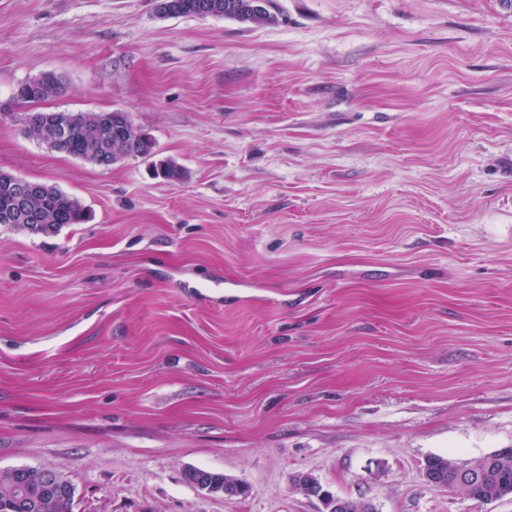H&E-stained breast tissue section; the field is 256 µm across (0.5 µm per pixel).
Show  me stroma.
Segmentation results:
<instances>
[{
  "mask_svg": "<svg viewBox=\"0 0 512 512\" xmlns=\"http://www.w3.org/2000/svg\"><path fill=\"white\" fill-rule=\"evenodd\" d=\"M0 0V170L89 220L0 224V468L74 512H512L426 483L512 449V5ZM51 75L37 105L16 86ZM129 113L183 180L24 133ZM195 467L243 497L189 484ZM163 17L230 18L241 23L268 26L277 23L274 0H163ZM260 3V4H258ZM213 4L212 7L208 5Z\"/></svg>",
  "mask_w": 512,
  "mask_h": 512,
  "instance_id": "stroma-1",
  "label": "stroma"
}]
</instances>
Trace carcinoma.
<instances>
[{
    "mask_svg": "<svg viewBox=\"0 0 512 512\" xmlns=\"http://www.w3.org/2000/svg\"><path fill=\"white\" fill-rule=\"evenodd\" d=\"M164 17L195 16L201 18H230L241 23L268 26L277 23L275 0H164ZM59 83L51 76L33 79L17 85L13 99L23 103H36L58 94ZM46 119L44 112H30L26 118L25 134L47 145L50 149L95 162V154L104 134L112 127L108 112H71L69 131L63 142H52L40 137V130ZM153 141L149 136L137 141L135 152L122 154L119 160L147 159L153 156ZM154 176L167 182L184 178V171L175 162L161 159L153 163ZM14 175L0 172V224L33 234H52L66 224H82L88 214L81 203L54 186L41 184V193L34 202L40 219L29 221L20 218L13 205L12 184ZM449 459L442 456L430 457L425 467L433 471L445 484L452 488V474L448 472ZM512 488V453L500 458L471 491V499L488 501L501 487ZM0 512H72L71 503L52 494L41 491L37 475H15L0 471Z\"/></svg>",
    "mask_w": 512,
    "mask_h": 512,
    "instance_id": "cac0c4a2",
    "label": "carcinoma"
}]
</instances>
